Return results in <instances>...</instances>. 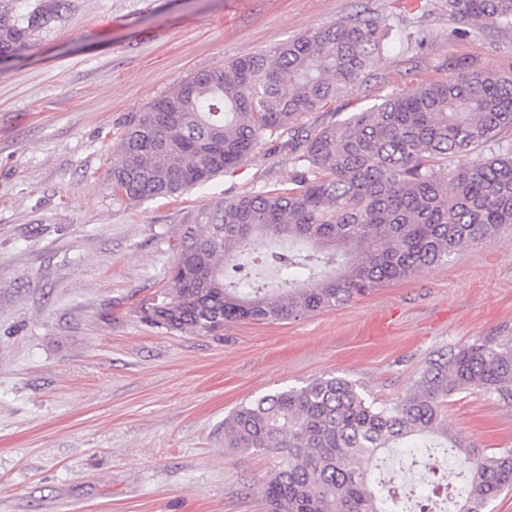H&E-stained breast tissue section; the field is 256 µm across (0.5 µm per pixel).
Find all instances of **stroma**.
I'll list each match as a JSON object with an SVG mask.
<instances>
[{
	"instance_id": "stroma-1",
	"label": "stroma",
	"mask_w": 512,
	"mask_h": 512,
	"mask_svg": "<svg viewBox=\"0 0 512 512\" xmlns=\"http://www.w3.org/2000/svg\"><path fill=\"white\" fill-rule=\"evenodd\" d=\"M364 8L420 40L393 43L308 128L452 77L463 59L512 72V31L453 19L445 0H67L21 59L0 61V512H265L257 491L275 458L224 443L240 404L332 376L391 403L427 362L512 336L509 225L283 322L198 336L137 313L164 285L187 214L287 185L296 166L261 145L204 188L132 203L105 175L133 112L190 74ZM444 419L487 452L512 450V403L457 392Z\"/></svg>"
}]
</instances>
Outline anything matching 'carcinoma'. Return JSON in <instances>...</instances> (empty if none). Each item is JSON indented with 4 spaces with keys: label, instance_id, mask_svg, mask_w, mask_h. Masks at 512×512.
Instances as JSON below:
<instances>
[{
    "label": "carcinoma",
    "instance_id": "cac0c4a2",
    "mask_svg": "<svg viewBox=\"0 0 512 512\" xmlns=\"http://www.w3.org/2000/svg\"><path fill=\"white\" fill-rule=\"evenodd\" d=\"M65 2L0 13V58L55 22ZM446 5L468 24L512 30V0ZM391 31L356 14L198 72L135 113L107 170L112 195L134 203L202 188L259 145L297 153L290 187L207 202L178 225L180 251L139 309L145 322L217 335L235 321L331 309L512 224L510 74L461 61L449 80L391 93L317 130L301 125L366 74ZM487 145L498 152L476 156ZM256 251L278 287L226 276ZM468 390L512 401V338L476 339L429 362L393 404L337 376L266 394L234 410L224 435L231 448L278 458L259 489L267 512H412L413 489L377 478L398 449L408 470L420 451L448 458L447 484L461 483L453 512H485L512 490V450L489 454L444 427L448 396Z\"/></svg>",
    "mask_w": 512,
    "mask_h": 512
}]
</instances>
